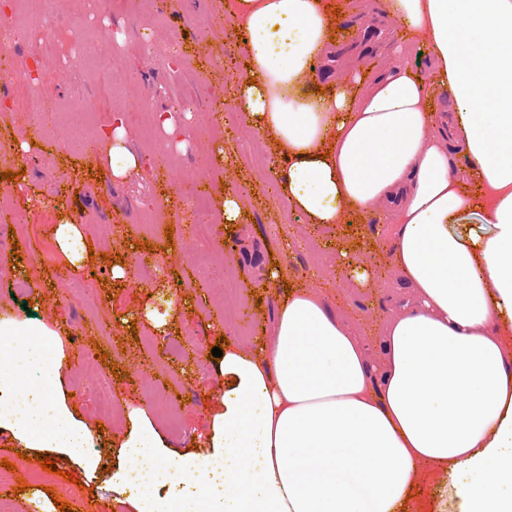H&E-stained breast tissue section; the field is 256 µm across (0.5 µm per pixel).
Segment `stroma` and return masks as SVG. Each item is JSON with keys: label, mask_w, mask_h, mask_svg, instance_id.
Masks as SVG:
<instances>
[{"label": "stroma", "mask_w": 512, "mask_h": 512, "mask_svg": "<svg viewBox=\"0 0 512 512\" xmlns=\"http://www.w3.org/2000/svg\"><path fill=\"white\" fill-rule=\"evenodd\" d=\"M354 19H342L336 39L318 67L330 83L358 70L367 76L384 73L386 48L402 40L391 18L376 11L377 0ZM54 0H25L24 20L15 21L12 69L0 71V174L17 172L16 181H0V212L9 214L10 233L0 238V309L21 325H43L47 335L37 342H60L64 355L57 392L75 418L88 425L102 423L93 433L89 452L96 460L88 471L58 455L57 473L37 461L13 458L0 468V512H58L57 501L86 499L93 512H134L112 476L125 466L120 447L132 413L150 424L170 451L204 456L211 453V421L224 390L220 362L209 347L220 338L232 342L270 332L278 289L262 287L271 262H280L293 285L315 290L333 275L330 258L339 246H359L368 255L387 248L383 224L355 218L324 231L322 243L302 216L288 214L277 192L275 172L280 160L269 140L257 133L241 136L245 124L224 90L245 73L237 54V35L226 27L224 0H165L127 11L112 0H64L66 23L47 39L32 25ZM36 65L41 83L29 79ZM193 103L192 112L177 113V132L165 136L151 122L154 112L171 110L176 100ZM60 106L53 129H34L32 107ZM126 114L125 142L140 157V167L123 179L112 175L108 159H96L88 141L112 126L115 111ZM227 115L231 126L222 136L227 161L200 167L203 152L214 151L212 138L202 134L213 113ZM31 141L29 150L15 152L14 142ZM173 144L175 160L158 164L153 143ZM104 173L91 178L92 169ZM243 198L244 215L237 225L222 222L225 191ZM208 203V239L223 256L221 268L205 271L195 262L201 242L184 223L173 227L154 220L157 211L189 214L197 198ZM77 225L84 246L99 260L69 268L55 230L59 221ZM40 246L26 250L27 242ZM22 244L14 254V244ZM127 269L123 279L112 276V256ZM163 266L157 281L142 280L137 256ZM184 303L169 314L173 296ZM409 296L392 273L377 288L361 291L340 287L332 304L339 319L354 329L369 358L378 354L375 323ZM184 355L169 349L172 338ZM108 351L107 360L96 357ZM118 372L113 386L118 402L105 409L96 386ZM177 407V427L158 417L155 399ZM75 476L67 482L65 473ZM28 489L16 493L18 482Z\"/></svg>", "instance_id": "35a3bbf8"}]
</instances>
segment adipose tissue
Returning <instances> with one entry per match:
<instances>
[{"instance_id":"ef3b65f1","label":"adipose tissue","mask_w":512,"mask_h":512,"mask_svg":"<svg viewBox=\"0 0 512 512\" xmlns=\"http://www.w3.org/2000/svg\"><path fill=\"white\" fill-rule=\"evenodd\" d=\"M337 7L224 0L249 64L233 100L277 146L279 188L313 230L381 206L384 259L413 300L380 322L374 361L326 296L293 289L259 349L224 345L215 453L180 460L193 493L159 495L174 480L166 445L130 428L137 512H413L432 483L449 497L439 512H512V0H384L407 34L388 71L320 94ZM435 85L452 113L433 108ZM124 137L118 114L96 142L118 178L139 164ZM60 369L0 348V428L91 469V432L55 395Z\"/></svg>"}]
</instances>
